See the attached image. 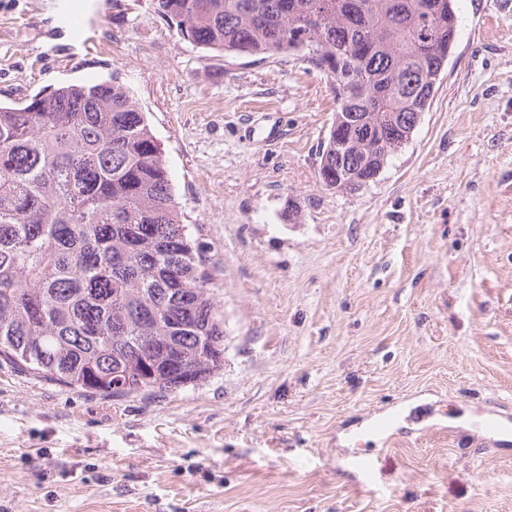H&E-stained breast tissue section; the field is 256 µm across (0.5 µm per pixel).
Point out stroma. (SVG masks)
<instances>
[{
	"label": "stroma",
	"mask_w": 512,
	"mask_h": 512,
	"mask_svg": "<svg viewBox=\"0 0 512 512\" xmlns=\"http://www.w3.org/2000/svg\"><path fill=\"white\" fill-rule=\"evenodd\" d=\"M57 2L0 0V103L130 89L213 262L224 367L113 398L1 363L0 512H512V440L480 427L512 424V0H455L429 110L351 194L317 176L325 74L199 49L153 0H83L77 44Z\"/></svg>",
	"instance_id": "obj_1"
}]
</instances>
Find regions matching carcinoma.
<instances>
[{"label": "carcinoma", "instance_id": "cac0c4a2", "mask_svg": "<svg viewBox=\"0 0 512 512\" xmlns=\"http://www.w3.org/2000/svg\"><path fill=\"white\" fill-rule=\"evenodd\" d=\"M153 0L183 39L332 79L336 114L425 112L455 0ZM356 75L347 94L338 84ZM395 153L351 162L368 177ZM160 147L117 78L0 104V360L78 392L196 384L224 367L210 259L188 232Z\"/></svg>", "mask_w": 512, "mask_h": 512}]
</instances>
